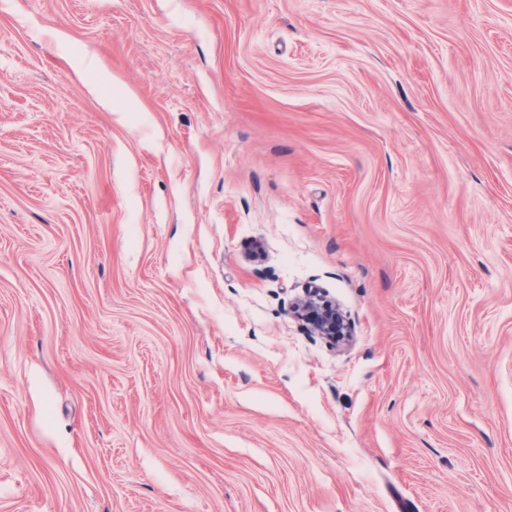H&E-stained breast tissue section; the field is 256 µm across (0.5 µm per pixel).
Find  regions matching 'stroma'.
Here are the masks:
<instances>
[{
  "mask_svg": "<svg viewBox=\"0 0 512 512\" xmlns=\"http://www.w3.org/2000/svg\"><path fill=\"white\" fill-rule=\"evenodd\" d=\"M406 502L512 512V0H0V512ZM294 313L304 318L319 336L336 340V336H350L348 323L331 301L321 297L316 287L307 289L304 298L295 303Z\"/></svg>",
  "mask_w": 512,
  "mask_h": 512,
  "instance_id": "35a3bbf8",
  "label": "stroma"
}]
</instances>
